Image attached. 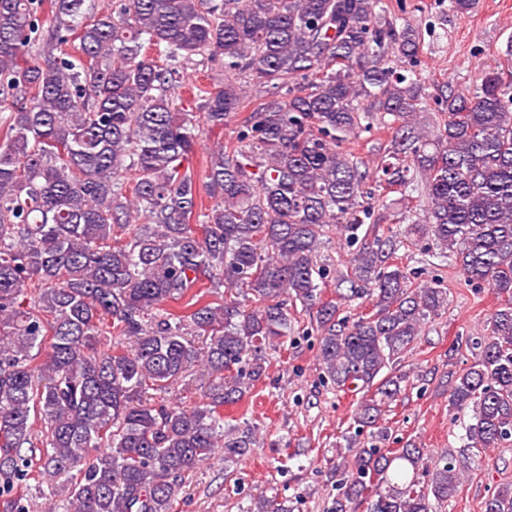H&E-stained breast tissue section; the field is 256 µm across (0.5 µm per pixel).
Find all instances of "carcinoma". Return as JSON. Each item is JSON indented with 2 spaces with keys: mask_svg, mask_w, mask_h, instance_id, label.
<instances>
[{
  "mask_svg": "<svg viewBox=\"0 0 512 512\" xmlns=\"http://www.w3.org/2000/svg\"><path fill=\"white\" fill-rule=\"evenodd\" d=\"M419 50L382 0H0V512H26L12 491L35 458L52 480L77 472L52 488L65 512H172L183 474L255 446L256 427L224 407L294 333L293 302L316 309L336 388L373 391L355 422L375 425L404 379L379 374L448 292L413 285L404 241L375 234L338 271L347 292L323 300L322 237L351 247L367 222L409 225L504 298L449 404L472 408L469 447L512 438V71L434 96ZM215 61L223 82L176 96L189 67ZM243 111L210 152L216 203L204 209L185 161L204 129ZM376 126L391 131L376 187L404 207L375 217L368 164L346 143ZM366 289L373 309L340 316ZM194 366L209 378L203 403L154 400ZM421 461L416 447L357 449L336 465L333 512L365 500L368 512H432L461 473L446 462L422 489ZM484 512H512V488Z\"/></svg>",
  "mask_w": 512,
  "mask_h": 512,
  "instance_id": "cac0c4a2",
  "label": "carcinoma"
}]
</instances>
